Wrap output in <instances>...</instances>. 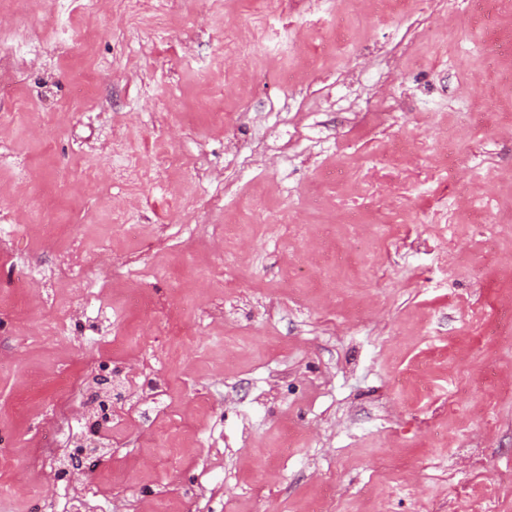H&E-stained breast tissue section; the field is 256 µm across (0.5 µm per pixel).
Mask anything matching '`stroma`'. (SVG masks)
<instances>
[{
  "mask_svg": "<svg viewBox=\"0 0 512 512\" xmlns=\"http://www.w3.org/2000/svg\"><path fill=\"white\" fill-rule=\"evenodd\" d=\"M471 2L0 0V512L62 505L29 456L103 365L178 416L98 512H512V0Z\"/></svg>",
  "mask_w": 512,
  "mask_h": 512,
  "instance_id": "35a3bbf8",
  "label": "stroma"
}]
</instances>
